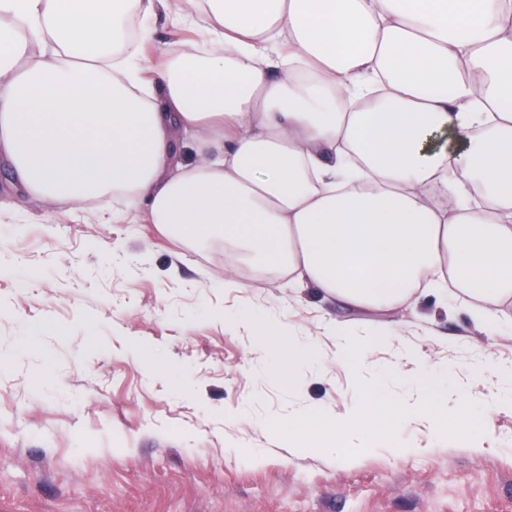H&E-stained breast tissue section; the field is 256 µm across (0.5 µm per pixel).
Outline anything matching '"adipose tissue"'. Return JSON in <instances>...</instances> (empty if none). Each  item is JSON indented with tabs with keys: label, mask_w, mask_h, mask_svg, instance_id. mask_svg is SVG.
Here are the masks:
<instances>
[{
	"label": "adipose tissue",
	"mask_w": 512,
	"mask_h": 512,
	"mask_svg": "<svg viewBox=\"0 0 512 512\" xmlns=\"http://www.w3.org/2000/svg\"><path fill=\"white\" fill-rule=\"evenodd\" d=\"M167 7L202 43L153 60ZM0 165L347 310L512 322V0H0Z\"/></svg>",
	"instance_id": "1"
}]
</instances>
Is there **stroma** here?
I'll return each mask as SVG.
<instances>
[{"label":"stroma","mask_w":512,"mask_h":512,"mask_svg":"<svg viewBox=\"0 0 512 512\" xmlns=\"http://www.w3.org/2000/svg\"><path fill=\"white\" fill-rule=\"evenodd\" d=\"M0 512H512V413L491 415L482 448L409 426L344 467L296 455L260 429L310 405L345 412L357 395L342 367L299 369L285 396L249 331L224 317L243 304L287 320L334 351L349 315L314 287L241 274L225 288L224 245H179L154 225L69 214L14 189L0 171ZM398 326L415 351L447 361H512V326L488 336L466 304L435 290L363 313L358 335ZM167 372L153 374L151 357Z\"/></svg>","instance_id":"35a3bbf8"}]
</instances>
